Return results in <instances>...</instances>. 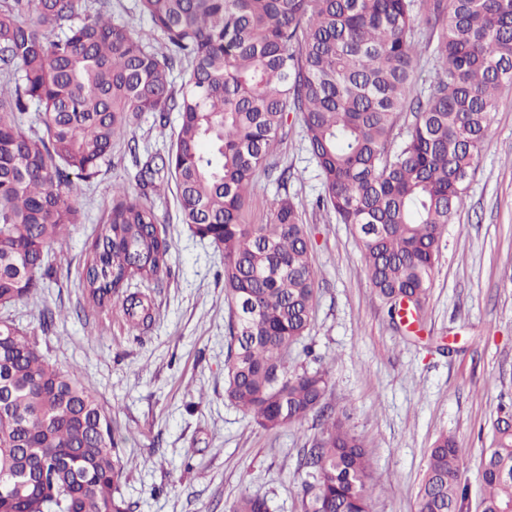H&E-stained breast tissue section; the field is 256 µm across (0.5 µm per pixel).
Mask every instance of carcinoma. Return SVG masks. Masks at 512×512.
I'll list each match as a JSON object with an SVG mask.
<instances>
[{"label":"carcinoma","mask_w":512,"mask_h":512,"mask_svg":"<svg viewBox=\"0 0 512 512\" xmlns=\"http://www.w3.org/2000/svg\"><path fill=\"white\" fill-rule=\"evenodd\" d=\"M153 31L112 20L111 0H0V299L29 297L53 275L45 249L79 223L83 184L112 160L143 112L179 123L167 155L147 157L143 188L174 180L182 223L224 254L228 311L224 398L260 428L321 420L305 448L302 512H371L370 455L349 415L325 405L328 371L292 352L316 306L312 244L280 192L267 224H247L252 180L295 113L322 177L317 204L352 227L391 320L420 314L445 228L463 208L502 91L512 87V0H137ZM429 31L424 48L414 24ZM161 48L151 43L155 35ZM429 50L441 73L427 95L414 67ZM184 70L175 84V69ZM40 112L43 129L24 128ZM407 139L392 148L399 115ZM171 243L154 208L124 184L84 260L89 306L152 318L129 281L162 284ZM0 327V512H133L124 467L96 393L34 337ZM462 454L441 434L417 512H469ZM482 512L512 508V413L492 425ZM231 512H269L245 495Z\"/></svg>","instance_id":"obj_1"}]
</instances>
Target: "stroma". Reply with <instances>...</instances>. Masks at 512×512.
Listing matches in <instances>:
<instances>
[{
    "label": "stroma",
    "mask_w": 512,
    "mask_h": 512,
    "mask_svg": "<svg viewBox=\"0 0 512 512\" xmlns=\"http://www.w3.org/2000/svg\"><path fill=\"white\" fill-rule=\"evenodd\" d=\"M167 127L141 118L112 148V167L84 187L81 223L51 244L55 273L0 317L36 336L62 369L76 368L112 419L121 449V494L135 512H229L245 494L268 498L272 512H300L298 455L320 433L317 419L268 432L224 398L227 353L224 256L182 224L171 189L144 191L127 143L139 154L166 153ZM269 164L292 167L288 195L310 231L318 284L313 357L329 370L327 402L346 410L372 466V512H416L430 448L441 433L462 452L461 480L478 503L492 423L512 403V92L504 93L466 204L443 236L421 321L395 325L373 291L351 227L317 208L319 170L292 116L271 147ZM145 194L172 243L162 287L132 280L152 320L131 327L120 307L84 316V259L112 204L113 183ZM60 309L41 331L43 307Z\"/></svg>",
    "instance_id": "1"
}]
</instances>
